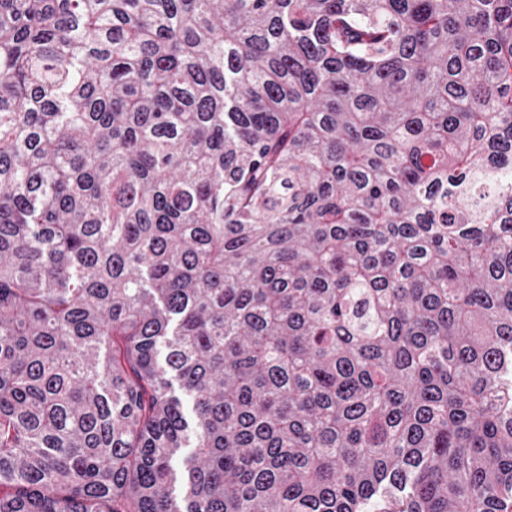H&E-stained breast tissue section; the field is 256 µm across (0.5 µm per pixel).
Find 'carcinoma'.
Listing matches in <instances>:
<instances>
[{
    "label": "carcinoma",
    "mask_w": 512,
    "mask_h": 512,
    "mask_svg": "<svg viewBox=\"0 0 512 512\" xmlns=\"http://www.w3.org/2000/svg\"><path fill=\"white\" fill-rule=\"evenodd\" d=\"M0 512H512V0H0Z\"/></svg>",
    "instance_id": "obj_1"
}]
</instances>
